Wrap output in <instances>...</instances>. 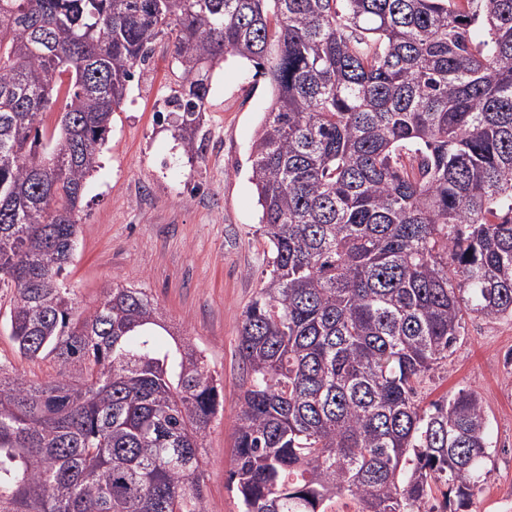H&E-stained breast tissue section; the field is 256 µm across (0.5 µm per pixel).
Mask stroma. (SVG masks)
<instances>
[{
    "label": "stroma",
    "mask_w": 512,
    "mask_h": 512,
    "mask_svg": "<svg viewBox=\"0 0 512 512\" xmlns=\"http://www.w3.org/2000/svg\"><path fill=\"white\" fill-rule=\"evenodd\" d=\"M171 61L159 42L114 115L85 190L66 284L82 310L113 284L148 289L174 335L203 349L224 397L205 438L204 492L210 512H240L229 481L243 392L236 336L270 257L249 153L272 92L253 63L227 58L213 73L199 128L205 148L191 157L176 137V114L163 109ZM0 365L32 381L56 373L51 360L21 358L1 326ZM462 389L481 400L491 442L487 475L462 512H512L511 319L465 317L453 354L417 400L425 407Z\"/></svg>",
    "instance_id": "1"
}]
</instances>
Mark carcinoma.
Instances as JSON below:
<instances>
[{"label": "carcinoma", "instance_id": "cac0c4a2", "mask_svg": "<svg viewBox=\"0 0 512 512\" xmlns=\"http://www.w3.org/2000/svg\"><path fill=\"white\" fill-rule=\"evenodd\" d=\"M172 47L186 153L215 69L263 70L250 148L270 270L243 312L241 512H459L490 457L461 391L418 389L466 315L512 318V0H0V512H207L221 384L144 288L64 286L129 83ZM62 103L53 129L44 117ZM11 298L10 289H0V363L10 376L22 375L31 381H42L54 376L56 366L50 359L31 362L21 358L8 331L1 325V316L9 309Z\"/></svg>", "mask_w": 512, "mask_h": 512}]
</instances>
